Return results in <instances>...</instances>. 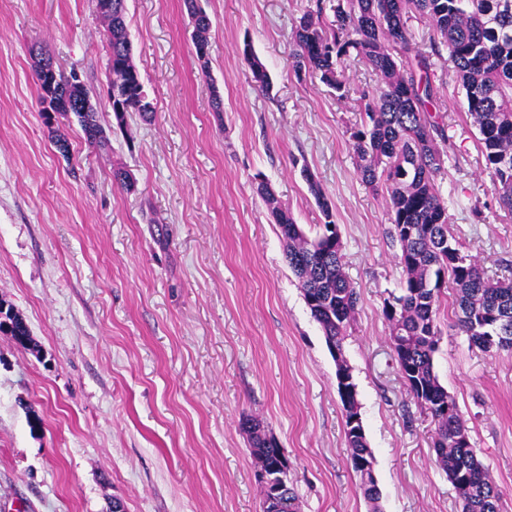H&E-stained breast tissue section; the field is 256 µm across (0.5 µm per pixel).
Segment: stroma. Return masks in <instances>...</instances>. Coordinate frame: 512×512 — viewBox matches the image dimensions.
Listing matches in <instances>:
<instances>
[{"instance_id": "1", "label": "stroma", "mask_w": 512, "mask_h": 512, "mask_svg": "<svg viewBox=\"0 0 512 512\" xmlns=\"http://www.w3.org/2000/svg\"><path fill=\"white\" fill-rule=\"evenodd\" d=\"M197 5L211 20L204 66L185 0H126L155 112L120 126L96 0H0V300L32 338L23 347L0 334V512H262L249 419L287 457L300 512H461L382 315L404 280L400 245L386 196L362 181L353 151L360 94L377 77L348 57L341 97L293 66L298 18L318 8L333 20L337 0ZM247 44L270 90L253 85ZM39 51L80 75L106 146L88 143L75 117L45 124ZM432 81L451 230L487 275H510L512 214L493 193L448 57ZM311 177L359 293L343 352L374 455L375 506L348 463L336 362L258 192L268 183L312 237L325 218ZM453 299L444 283L435 370L502 491L500 512H512V353L471 347Z\"/></svg>"}]
</instances>
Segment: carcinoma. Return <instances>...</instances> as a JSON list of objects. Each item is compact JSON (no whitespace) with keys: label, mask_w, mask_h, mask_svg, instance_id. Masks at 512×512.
I'll list each match as a JSON object with an SVG mask.
<instances>
[{"label":"carcinoma","mask_w":512,"mask_h":512,"mask_svg":"<svg viewBox=\"0 0 512 512\" xmlns=\"http://www.w3.org/2000/svg\"><path fill=\"white\" fill-rule=\"evenodd\" d=\"M193 22L195 49L208 55L211 21L186 0ZM417 12L432 29V54L448 51L465 91L466 112L479 131L481 152L500 206L512 213V0H341L336 23L326 24L322 10L300 17L293 33V66L308 70L336 92H346L342 65L354 52L375 72L377 87L363 93L366 120L353 134L362 181L387 193L390 234L400 245L405 279L402 293L385 300L382 314L390 326V344L399 373L435 429L436 463L448 474L462 512H499L500 490L478 459L455 399L440 383L434 366L438 349L437 318L443 276L455 288V319L471 345L484 352L512 351V278L486 275L463 251L451 232L448 207L436 177L444 171L443 137L433 107L430 56H409L412 35L406 14ZM112 54V89L141 96L127 24L126 0H112V13L101 16ZM243 58L260 88L270 87L266 67L250 44ZM62 114L76 117L87 141L105 145L106 133L89 91L80 81L60 89ZM326 222L310 238L274 190L259 185L285 243L288 265L298 279L306 305L327 344L343 351L358 294L344 271L343 244L332 208L319 184L306 178ZM19 343L32 342L26 322L0 302V332ZM349 465L360 490L379 512L380 490L365 463L372 451L365 432L355 434L350 408H343ZM250 453L258 471L279 463L281 448L260 425L250 427Z\"/></svg>","instance_id":"obj_1"}]
</instances>
